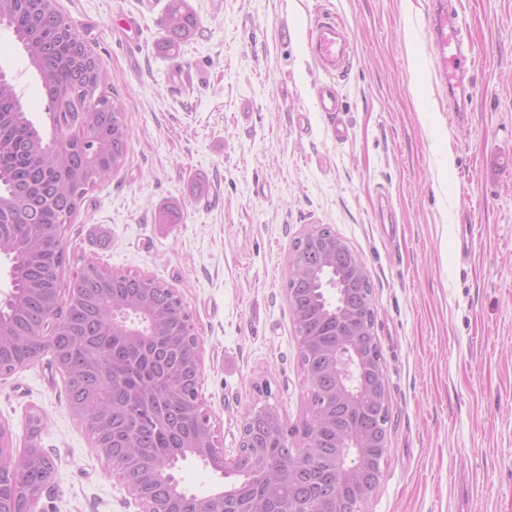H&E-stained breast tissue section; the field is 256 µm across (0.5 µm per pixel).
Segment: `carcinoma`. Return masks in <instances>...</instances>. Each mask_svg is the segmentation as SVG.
Here are the masks:
<instances>
[{"label":"carcinoma","mask_w":512,"mask_h":512,"mask_svg":"<svg viewBox=\"0 0 512 512\" xmlns=\"http://www.w3.org/2000/svg\"><path fill=\"white\" fill-rule=\"evenodd\" d=\"M12 32L38 75L51 103L41 126L29 117L16 87L0 69V256L10 264V292L0 300V374L30 364L33 339L50 336L55 365L66 380V398L73 416L87 424L94 443L113 466L124 471L140 499L162 505L175 497L168 481L141 480L161 456L185 459L193 445L206 439L207 427L193 412L198 378L189 368L195 338L178 347L151 337L149 320L162 333L178 334L187 313L165 285L136 274L83 266L59 286L67 263L63 231L90 192L125 164L130 133L124 112L106 88L104 65L54 0H0V28ZM197 29L187 0H169L163 42L172 51ZM80 96L85 127L67 146L57 144L68 124L67 113L52 103ZM316 240L298 239L293 259L309 262L318 249L336 238L328 228ZM299 333L301 365L311 394V412L327 402L333 372L325 353L336 346L343 322L336 317V299L322 284L287 282ZM136 302L127 317L113 318V298ZM372 297L370 279L354 282L343 301L360 309L363 322ZM148 333L142 344L127 342L125 331ZM388 404L363 401L350 413L331 417L322 428L307 420L302 431L280 426L266 442L258 467L271 471L268 481L249 484L228 503L232 512H325V499L315 488L331 480L336 431L372 434L386 443ZM42 418L27 416L25 447L19 457H0V475L32 485L55 478L46 452L39 454ZM316 433L318 447L301 444ZM240 452L252 461L256 437L253 418L244 422Z\"/></svg>","instance_id":"carcinoma-1"}]
</instances>
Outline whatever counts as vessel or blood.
I'll return each instance as SVG.
<instances>
[{
    "label": "vessel or blood",
    "instance_id": "vessel-or-blood-1",
    "mask_svg": "<svg viewBox=\"0 0 512 512\" xmlns=\"http://www.w3.org/2000/svg\"><path fill=\"white\" fill-rule=\"evenodd\" d=\"M427 34L440 83L452 98L454 111H465L468 94L463 79L468 68L475 65L476 56L468 37L457 24L449 0H434ZM306 48L318 67L330 76H344L356 57L349 30L332 16L316 20L309 30ZM316 104L319 111L328 115L339 113L340 95L334 83L328 81L317 87Z\"/></svg>",
    "mask_w": 512,
    "mask_h": 512
}]
</instances>
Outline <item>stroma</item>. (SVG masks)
Returning <instances> with one entry per match:
<instances>
[{
    "mask_svg": "<svg viewBox=\"0 0 512 512\" xmlns=\"http://www.w3.org/2000/svg\"><path fill=\"white\" fill-rule=\"evenodd\" d=\"M451 3L478 52L464 112L434 82L428 0H188L198 29L175 56L159 49L168 0L55 2L102 59L130 132L124 167L64 231L60 282L91 262L179 293L232 456L247 412L271 405L290 428L310 417L285 284L295 240L331 228L373 285L387 382V453L362 512H512V0ZM325 12L356 46L336 80L342 141L317 110L326 76L305 46ZM0 69L41 115L39 78L3 28ZM32 410L56 468L35 512H142L45 358L0 376L14 453ZM176 476L199 496L224 482L194 458Z\"/></svg>",
    "mask_w": 512,
    "mask_h": 512,
    "instance_id": "obj_1",
    "label": "stroma"
}]
</instances>
